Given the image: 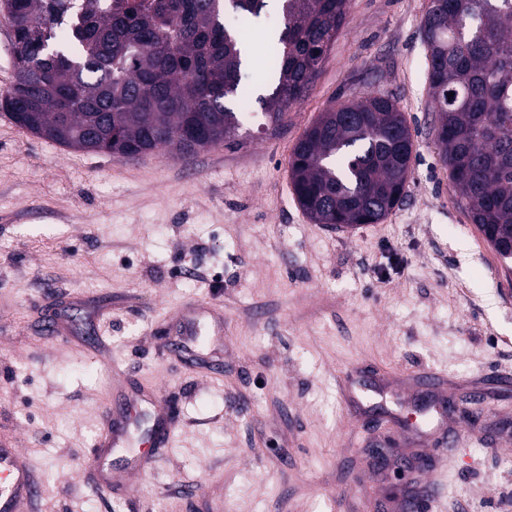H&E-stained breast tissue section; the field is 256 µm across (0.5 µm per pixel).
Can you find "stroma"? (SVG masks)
Returning a JSON list of instances; mask_svg holds the SVG:
<instances>
[{
	"label": "stroma",
	"instance_id": "1",
	"mask_svg": "<svg viewBox=\"0 0 512 512\" xmlns=\"http://www.w3.org/2000/svg\"><path fill=\"white\" fill-rule=\"evenodd\" d=\"M427 0H349L346 22L276 135L258 103L241 146L132 160L56 145L0 120V434L44 490L28 512H397L375 437L446 460L431 512H512V261L464 209L439 159L421 21ZM393 97L417 157L377 224L311 221L288 177L328 107ZM75 339L45 335L56 298ZM224 317L219 374L167 357L169 316L197 299ZM447 381V415L412 383ZM160 388L171 444L121 449L108 492L86 464L119 385ZM483 386L481 415L464 421ZM448 422L455 446L434 441ZM146 456L126 472L129 453Z\"/></svg>",
	"mask_w": 512,
	"mask_h": 512
}]
</instances>
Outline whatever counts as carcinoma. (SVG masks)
<instances>
[{
    "mask_svg": "<svg viewBox=\"0 0 512 512\" xmlns=\"http://www.w3.org/2000/svg\"><path fill=\"white\" fill-rule=\"evenodd\" d=\"M0 0L12 23L14 82L0 109L62 147L117 159L240 146L242 60L267 0ZM348 0H282L260 67L274 134L346 20ZM441 159L485 240L512 259V0H428L422 20ZM396 101L369 93L322 113L296 144L289 179L317 224H377L399 204L415 152Z\"/></svg>",
    "mask_w": 512,
    "mask_h": 512,
    "instance_id": "cac0c4a2",
    "label": "carcinoma"
}]
</instances>
